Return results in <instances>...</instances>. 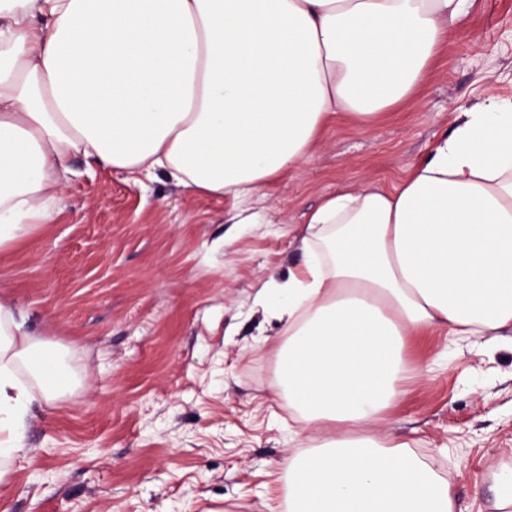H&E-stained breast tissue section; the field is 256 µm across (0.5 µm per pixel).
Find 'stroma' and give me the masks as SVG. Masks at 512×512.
Masks as SVG:
<instances>
[{"label":"stroma","instance_id":"obj_1","mask_svg":"<svg viewBox=\"0 0 512 512\" xmlns=\"http://www.w3.org/2000/svg\"><path fill=\"white\" fill-rule=\"evenodd\" d=\"M512 99V0H474L415 93L370 125L339 118L298 168L245 203L140 184L73 156L56 223L0 253V286L76 383L32 403L0 512H282V462L320 444L276 399L286 338L255 294L301 261L322 198L400 181L487 93ZM403 394L377 433L495 512L512 466V345L404 338ZM495 508L499 512L512 510V468L502 467L493 475Z\"/></svg>","mask_w":512,"mask_h":512}]
</instances>
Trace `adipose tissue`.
<instances>
[{
	"label": "adipose tissue",
	"instance_id": "adipose-tissue-1",
	"mask_svg": "<svg viewBox=\"0 0 512 512\" xmlns=\"http://www.w3.org/2000/svg\"><path fill=\"white\" fill-rule=\"evenodd\" d=\"M473 0H0V252L60 213L79 154L139 181L251 198L324 130L410 97ZM302 261L256 303L282 327L276 388L320 446L284 461L286 512H465L383 436L403 338L512 337V100L490 94L398 184L307 213ZM0 292V482L35 398L73 376Z\"/></svg>",
	"mask_w": 512,
	"mask_h": 512
}]
</instances>
